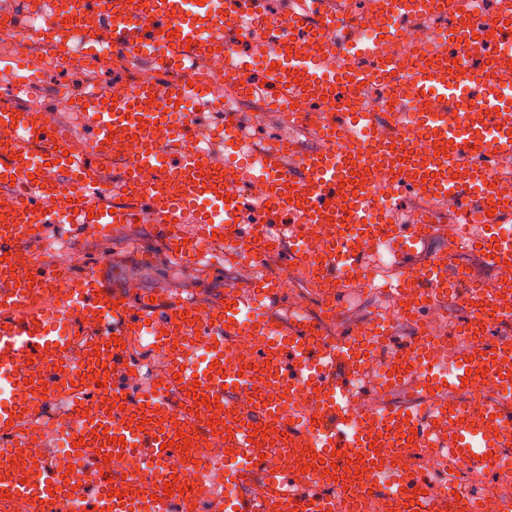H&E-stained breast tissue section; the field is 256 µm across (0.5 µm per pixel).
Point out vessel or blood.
Segmentation results:
<instances>
[{"mask_svg":"<svg viewBox=\"0 0 512 512\" xmlns=\"http://www.w3.org/2000/svg\"><path fill=\"white\" fill-rule=\"evenodd\" d=\"M366 12L380 32L369 42L351 0H285L276 15L268 0H223L218 13L187 0H33L39 40L59 55L149 57L158 71L182 70L196 105L212 108L221 97L206 78L212 61L223 59L225 96L264 102L318 144L302 152L295 139H278L260 149L259 167L227 161V139L244 128L240 113H225L220 134L191 116L173 124L182 92L151 83L116 100L83 91L80 140L43 124L37 106L0 101V187L12 199L0 215V434L12 433L32 402L57 400L67 384L84 392L72 402L83 443L72 450L70 472L43 467L27 481L25 446L15 443L0 465L1 504L172 512L182 495L166 493L165 461L183 442L218 437L244 461L224 471L226 482L244 489L225 500V512H357L369 492L393 512H512L511 502L487 495L437 492L427 474L400 467L409 448L432 447L496 473L502 451L512 448V348L467 336L451 370L438 371L425 363L433 340L401 339L393 321L372 319L334 342L322 319L286 318L273 307L295 274L320 286L324 316L337 315L343 284L364 279L369 255L386 249L397 260L392 301L421 321L468 277L447 246L425 263L411 261L431 240L447 239L451 218L479 225L490 267L512 262V238L497 233L512 223V176L502 172L512 162V0H499L490 14L483 0H369ZM435 15L443 23L422 65L404 77L395 112L360 109L363 83L391 78L396 68L400 26ZM248 22L262 34L244 54L227 34ZM361 57L375 69L357 68ZM324 102L342 109L317 115ZM423 136L440 153L421 149ZM379 170L390 176L385 204L373 192ZM410 198L424 211L405 222L401 206ZM87 222L104 230L155 225L187 260L196 259V242L223 235L225 256L249 264L250 277L226 288L223 303L201 308L177 297L160 306L126 302L88 272L63 287L52 311L13 317L27 290L47 291L57 278L39 252L44 225ZM20 255L29 268L19 279L10 269ZM462 301L470 330L512 321V298L487 299L471 288ZM79 324L107 344L103 358L72 363L69 336ZM132 335L165 350L167 374L128 397L119 382L128 368L121 344ZM242 339L251 346L246 370L231 355ZM379 355L387 371L377 385L412 388L420 404L350 427L359 361ZM491 378L501 396L484 406L480 394ZM104 389L113 406L99 402ZM244 391L251 404L240 409L235 397ZM215 403L220 409L209 415ZM99 428L112 436L113 454L135 449L148 467L126 477L120 498L86 466ZM269 443L305 450L313 470L269 466L260 458ZM257 482L268 489L264 498L245 492Z\"/></svg>","mask_w":512,"mask_h":512,"instance_id":"b4317fda","label":"vessel or blood"}]
</instances>
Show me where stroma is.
Returning <instances> with one entry per match:
<instances>
[{"mask_svg":"<svg viewBox=\"0 0 512 512\" xmlns=\"http://www.w3.org/2000/svg\"><path fill=\"white\" fill-rule=\"evenodd\" d=\"M53 260L69 253L84 255L87 271L96 273L109 289H131L141 297L178 296L200 306L219 303L226 287L242 282L246 265L217 260L193 262L174 256L151 224H120L98 237L79 234L68 224L49 225L45 236ZM345 310L334 330L344 333L372 316L390 309L388 298L367 288L346 289Z\"/></svg>","mask_w":512,"mask_h":512,"instance_id":"obj_1","label":"stroma"}]
</instances>
